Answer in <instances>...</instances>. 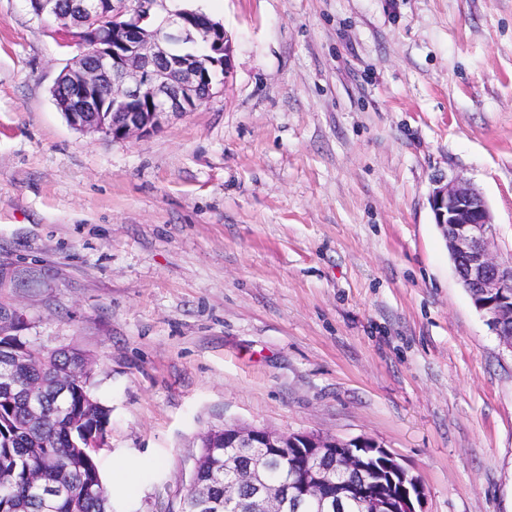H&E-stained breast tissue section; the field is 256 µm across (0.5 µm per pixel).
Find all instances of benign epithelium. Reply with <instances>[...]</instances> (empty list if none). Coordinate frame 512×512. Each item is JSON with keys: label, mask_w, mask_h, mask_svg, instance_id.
Instances as JSON below:
<instances>
[{"label": "benign epithelium", "mask_w": 512, "mask_h": 512, "mask_svg": "<svg viewBox=\"0 0 512 512\" xmlns=\"http://www.w3.org/2000/svg\"><path fill=\"white\" fill-rule=\"evenodd\" d=\"M32 14L49 15L59 25L55 33L79 53L67 60L52 87V97L73 128L125 140L159 131L170 116L193 112L208 102L218 84L205 71L197 51L200 45L220 55L224 78L233 70L232 40L224 26L187 9L170 11L163 25L151 27L141 17L143 0H32ZM101 16L112 24L100 29L91 23ZM112 101L105 109L104 101ZM430 208L447 243L459 282L478 289L494 302L478 307L502 344L512 350V261L498 260L492 249L495 225L478 190L456 177L436 181ZM12 351L15 362L30 349L17 343L0 326V352ZM12 364L0 361V394L26 407L30 420L42 421L38 410L43 389L12 379ZM210 448L224 449V472L243 480L224 481V510L248 502L250 512H297L309 506L331 512L351 502L364 512H424L419 477L398 463L392 467L405 485L399 507L378 494L374 484L380 472L373 462L393 455L377 441L344 439L317 431L284 433L267 427L226 424L201 436ZM289 462L287 476L266 478L267 462Z\"/></svg>", "instance_id": "7a95c632"}]
</instances>
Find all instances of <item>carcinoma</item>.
I'll list each match as a JSON object with an SVG mask.
<instances>
[{
  "instance_id": "obj_1",
  "label": "carcinoma",
  "mask_w": 512,
  "mask_h": 512,
  "mask_svg": "<svg viewBox=\"0 0 512 512\" xmlns=\"http://www.w3.org/2000/svg\"><path fill=\"white\" fill-rule=\"evenodd\" d=\"M81 353L56 351L47 360L21 363L19 380L51 386L58 372L80 368ZM90 381L73 380L68 401L60 405L47 396L49 412L64 409L58 425H50L29 440L22 430V408L0 401V506L4 512H107L110 499L97 451L88 438L108 431L110 410L102 404L89 410ZM195 481L208 485L215 499L224 498V456L205 458Z\"/></svg>"
}]
</instances>
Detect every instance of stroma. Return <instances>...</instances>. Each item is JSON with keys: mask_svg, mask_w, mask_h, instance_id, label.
<instances>
[{"mask_svg": "<svg viewBox=\"0 0 512 512\" xmlns=\"http://www.w3.org/2000/svg\"><path fill=\"white\" fill-rule=\"evenodd\" d=\"M233 72L115 141L51 89L54 20L0 0V324L74 347L111 411L112 512H177L227 424L369 437L424 512H512V352L429 196L512 258V0H218Z\"/></svg>", "mask_w": 512, "mask_h": 512, "instance_id": "obj_1", "label": "stroma"}]
</instances>
